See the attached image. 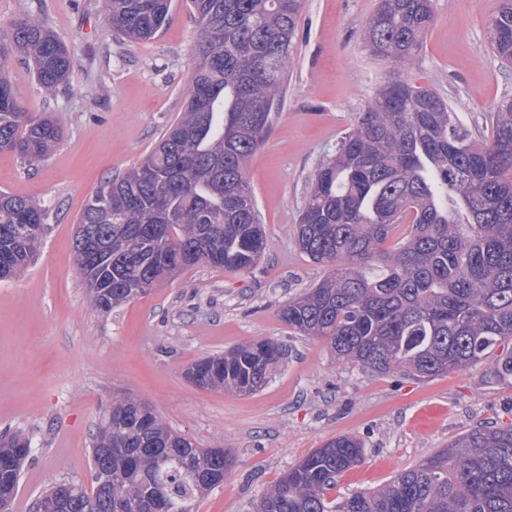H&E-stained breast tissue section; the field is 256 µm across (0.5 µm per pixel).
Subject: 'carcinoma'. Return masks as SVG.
Wrapping results in <instances>:
<instances>
[{"label":"carcinoma","mask_w":512,"mask_h":512,"mask_svg":"<svg viewBox=\"0 0 512 512\" xmlns=\"http://www.w3.org/2000/svg\"><path fill=\"white\" fill-rule=\"evenodd\" d=\"M486 19L488 48L512 64V0ZM172 0H105L112 31L153 39ZM303 0H189L198 33L183 112L154 150L104 181L77 218L74 255L90 303L109 314L200 264L249 271L267 249L246 179L249 161L281 104ZM434 0H379L362 37L395 69L419 55L435 22ZM23 56L50 93L73 67L44 22L21 17L0 30V151L33 165L61 128L24 111L9 59ZM476 141L437 91L391 77L356 113L336 152L310 179L295 225L300 251L325 275L279 310L300 336L321 338L339 364L379 375L433 379L486 360L512 343V98L490 110ZM48 215L0 191V280L20 277L41 247ZM402 224L408 232L391 243ZM274 339L192 363L187 379L241 396L281 367ZM493 376L512 377V351ZM30 442L0 436V458ZM354 436L324 442L261 496L256 512H512V427L474 428L426 455L382 488L344 499L328 491L360 463ZM91 488L54 484L52 512H191L235 464L226 448H202L146 402L115 393L92 434ZM21 471L0 463V501L15 500Z\"/></svg>","instance_id":"1"}]
</instances>
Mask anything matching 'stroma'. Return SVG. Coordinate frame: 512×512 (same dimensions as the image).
Listing matches in <instances>:
<instances>
[{
	"label": "stroma",
	"instance_id": "35a3bbf8",
	"mask_svg": "<svg viewBox=\"0 0 512 512\" xmlns=\"http://www.w3.org/2000/svg\"><path fill=\"white\" fill-rule=\"evenodd\" d=\"M377 0H304L283 105L247 178L268 241L264 259L236 273L208 265L110 314L96 312L77 267L76 219L100 184L134 166L183 112L197 24L173 0L162 33L115 38L105 0H0V26L43 20L75 57L55 93L20 60L9 64L26 111L49 112L63 137L41 162L0 152V189L47 210L43 246L21 278L0 281V432L31 442L17 496L22 512L53 483H91L89 448L113 392L149 403L163 422L235 464L194 512H255L265 488L326 440L362 441V461L331 497L372 491L479 425L512 426V383L492 360L432 380L376 375L333 361L325 341L296 335L279 309L324 275L293 230L316 167L333 154L391 75L362 40ZM496 0H436L437 19L406 74L452 104L475 138L490 133L492 103L512 96V69L486 49ZM272 338L288 356L260 392L203 390L184 376L201 356Z\"/></svg>",
	"mask_w": 512,
	"mask_h": 512
}]
</instances>
